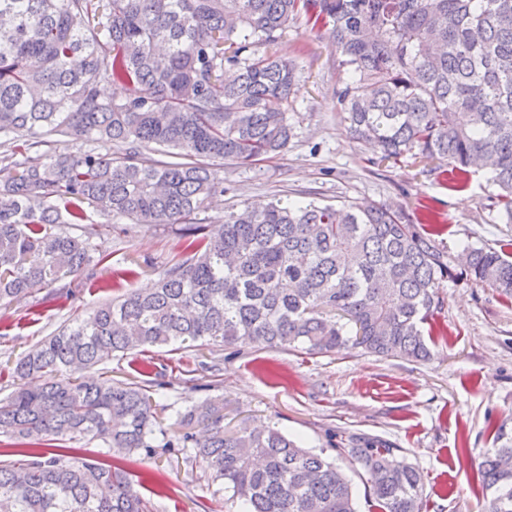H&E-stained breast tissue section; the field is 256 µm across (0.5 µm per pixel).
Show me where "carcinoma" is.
<instances>
[{
    "mask_svg": "<svg viewBox=\"0 0 512 512\" xmlns=\"http://www.w3.org/2000/svg\"><path fill=\"white\" fill-rule=\"evenodd\" d=\"M302 15L350 75L339 96L355 139L395 164L436 162L456 184L486 169L512 224V0H0V305L67 296L64 278L96 274L92 235L70 231L84 203L110 220L180 224L185 239L155 288L102 302L16 363L24 384L0 399V437L31 460L0 463V512H155L118 461L52 448L81 439L199 459L244 512H358L352 479L325 451L269 426L226 430L217 396L178 413L205 435L169 438L153 398L164 383L75 374L198 342L424 361L444 283L512 300L505 244L454 254L395 202L243 201L200 222L224 192V162L248 166L294 136L298 66L274 47ZM105 79L123 96L102 99ZM57 137L75 150L52 149ZM152 144L172 160L144 152ZM334 451L376 512H427L422 472L390 446L353 437ZM475 483L488 512H512L503 424Z\"/></svg>",
    "mask_w": 512,
    "mask_h": 512,
    "instance_id": "1",
    "label": "carcinoma"
}]
</instances>
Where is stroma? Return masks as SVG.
Listing matches in <instances>:
<instances>
[{
	"mask_svg": "<svg viewBox=\"0 0 512 512\" xmlns=\"http://www.w3.org/2000/svg\"><path fill=\"white\" fill-rule=\"evenodd\" d=\"M296 60L301 88L288 106L294 136L277 157L246 167L224 166V193L204 213L217 221L225 209L247 199L289 203L318 200L396 201L414 217L434 215L444 224L453 250L511 237L512 224L499 220L491 205L485 172L474 173L466 188L449 187L444 176L406 164L380 162L374 148L353 138L337 92L349 76L322 31L297 21L277 45ZM85 223L98 227L95 244L107 254L100 289L85 277L72 278L73 298L42 303L27 297L0 307V399L16 387V360L68 323L83 320L101 302L125 289L153 287L178 259L184 240L179 225L127 231L105 227L104 218L85 208ZM445 335L436 337L432 357L412 362L358 349L308 355L259 347L215 344L180 350L147 346L83 370L125 382L166 377L155 396L158 419L180 433L174 410L208 396H223L224 424H270L307 448H332L343 437H363L393 447L396 460L424 475L429 512H486L487 501L473 477L493 429H512V303L488 288L445 283ZM217 365V373L199 364ZM198 369L199 387L176 383L177 368ZM135 490L160 512H227L224 495L203 467L169 453L125 457Z\"/></svg>",
	"mask_w": 512,
	"mask_h": 512,
	"instance_id": "obj_1",
	"label": "stroma"
}]
</instances>
